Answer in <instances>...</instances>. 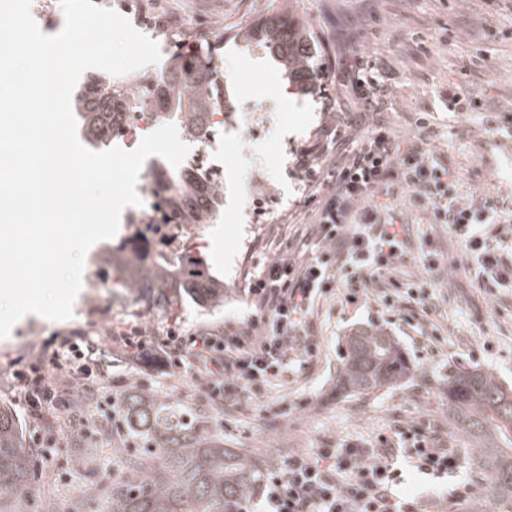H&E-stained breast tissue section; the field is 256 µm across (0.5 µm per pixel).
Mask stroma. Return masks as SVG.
Instances as JSON below:
<instances>
[{
    "label": "stroma",
    "mask_w": 512,
    "mask_h": 512,
    "mask_svg": "<svg viewBox=\"0 0 512 512\" xmlns=\"http://www.w3.org/2000/svg\"><path fill=\"white\" fill-rule=\"evenodd\" d=\"M146 7L153 20L147 35L161 49L157 64L145 72L160 77L179 57L199 56L215 66L237 110L220 137L224 204L208 224L199 253L224 283V305L201 307L186 298L167 317L143 304L119 303L105 288V242L88 252L82 288L73 315L63 321L28 318L0 339V405L9 407L33 447L32 476L37 489L29 512L47 504L63 505L82 494L90 477L78 466L71 443L58 428L62 411L42 410V422L30 427L22 399L8 391L11 367L23 354L36 352L56 336L77 333L98 343L112 380L141 382L179 399L204 415L225 447L246 453L261 470L280 466L288 454L335 448L351 441L370 442L398 426L437 436L460 456V468L447 481L403 472L400 498L418 502L423 512L445 497L448 486L472 485L474 496L461 512H480L485 481L472 461L471 443L448 418L449 370L479 368L512 384V292L488 299L474 288L464 268H447L433 278L440 306L433 323L410 327L387 308L380 293L353 305L341 300L320 304L312 317L317 358L309 373L272 381L261 399L222 407L201 389L175 382L170 372L148 363L127 366L110 337L138 321L164 335L169 324L184 331L220 327L243 317L250 306L245 285L257 264L267 260L279 237L302 221V203L312 194L301 165L319 168L336 158L338 140L360 139L365 129L350 124L358 104L336 75L360 60L377 71L390 89L380 115L397 135L414 132L419 113H430L432 144L456 176L462 196H494L512 203V133L492 128L502 111L512 109V0H131ZM291 12L309 24L318 47L320 76L313 91L288 86L268 52L246 40L244 28L266 15ZM480 93L485 111H447L441 99L449 84ZM262 207L245 212L250 190ZM371 325L395 336L412 366L401 385L362 396L339 391L345 337ZM288 413L274 414L279 404Z\"/></svg>",
    "instance_id": "1"
}]
</instances>
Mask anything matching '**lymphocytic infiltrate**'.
<instances>
[{"instance_id":"1","label":"lymphocytic infiltrate","mask_w":512,"mask_h":512,"mask_svg":"<svg viewBox=\"0 0 512 512\" xmlns=\"http://www.w3.org/2000/svg\"><path fill=\"white\" fill-rule=\"evenodd\" d=\"M415 126V134L398 137L375 123L325 172L312 173L317 192L306 202L310 222L279 244L250 279L252 309L242 322L188 335L172 328L156 341L146 340L139 325L113 337V344L129 362L175 368L178 380L219 403L237 404L261 394L271 381L308 368L317 351L308 317L337 291L354 304L381 285L406 317L433 315L429 276L447 260L431 236L412 242L406 227L396 224L393 213L401 204L447 226L469 260L473 283L487 297L511 289L512 228L499 222L498 200L487 198L479 208L464 203L453 172L429 147V115L418 117ZM409 260L424 273L420 285L405 286L394 275ZM16 364L10 388L21 395L30 417H40L49 403L69 407L65 393L80 379L89 408L80 430L88 434L100 424L91 407L107 375L99 367L97 344L64 337L20 355ZM400 459L437 478L458 467L454 452L436 447L422 432L398 427L370 447L349 444L289 456L283 467L265 474L241 512H416V503L393 495Z\"/></svg>"}]
</instances>
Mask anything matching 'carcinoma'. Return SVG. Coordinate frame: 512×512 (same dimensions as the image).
Returning a JSON list of instances; mask_svg holds the SVG:
<instances>
[{
    "label": "carcinoma",
    "mask_w": 512,
    "mask_h": 512,
    "mask_svg": "<svg viewBox=\"0 0 512 512\" xmlns=\"http://www.w3.org/2000/svg\"><path fill=\"white\" fill-rule=\"evenodd\" d=\"M245 35L263 42L290 85L303 91L317 82L316 44L304 27L272 16ZM124 83L120 77L91 79L75 99L83 130L98 146L112 142V115L127 105ZM144 96L154 101L158 117L176 118L204 143L209 136L205 114L224 101V83L209 67L197 65L152 85ZM164 175L163 196L153 205L155 215L148 222L140 220L131 235L112 245V295L131 302L148 298L161 313L181 304L184 292L212 307L222 306L224 284L210 279L191 255L164 248L165 241L156 240L155 225H183L200 234L220 211L224 190L214 180L207 187L199 185L192 166L166 170ZM346 350L338 382L350 394L393 387L410 375L399 343L381 329L348 334ZM448 417L477 445L475 462L488 482L486 500L498 512H512V387L477 368L450 373ZM118 425L137 451L125 456L118 477L89 489L111 512H239L257 482L252 462L224 447V441L210 433L205 417L194 418L183 402L137 383L124 390L119 417L105 419L94 431L96 441L71 431L76 463L95 473L97 445L110 440ZM32 455L13 414L0 407V512H25L35 495Z\"/></svg>",
    "instance_id": "cac0c4a2"
}]
</instances>
